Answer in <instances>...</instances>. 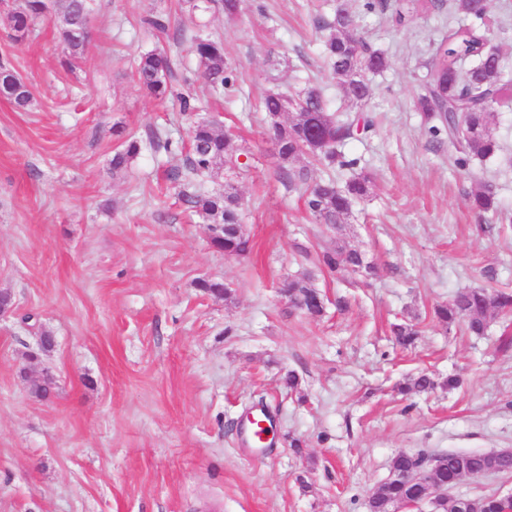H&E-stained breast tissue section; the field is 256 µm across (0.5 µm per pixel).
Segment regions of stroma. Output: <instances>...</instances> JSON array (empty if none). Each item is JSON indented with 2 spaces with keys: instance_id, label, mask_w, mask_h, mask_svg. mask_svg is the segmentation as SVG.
Returning a JSON list of instances; mask_svg holds the SVG:
<instances>
[{
  "instance_id": "1",
  "label": "stroma",
  "mask_w": 512,
  "mask_h": 512,
  "mask_svg": "<svg viewBox=\"0 0 512 512\" xmlns=\"http://www.w3.org/2000/svg\"><path fill=\"white\" fill-rule=\"evenodd\" d=\"M347 2L389 66L358 108L373 128L340 146L374 188L338 231L313 223L281 181L258 110L268 92L311 79L335 96L317 30L331 11L323 0H241L231 21L180 0H93L91 48L73 71L56 15L19 43L0 9V62L36 99L20 112L0 97V290L16 304L0 316V512H366L399 452L512 449V315L475 336L432 314L463 288L512 290V106L492 116L497 155L459 170L414 106L452 0L442 15L411 10L402 27ZM158 11L221 40L240 76L205 114L236 134L251 166L236 183L248 257L211 247L209 225L166 179L182 157L153 145L188 140L194 123L134 80L136 58L157 45L143 20ZM478 28L512 63V0H487ZM116 125L141 144L118 176ZM484 186L499 210L487 225L469 207ZM338 242L371 274L320 270L317 253ZM306 273L328 299L319 319L278 292ZM201 279L228 284L231 299L201 291ZM30 313L55 339L34 361ZM403 321L420 331L408 350L390 336ZM290 370L296 394L282 387ZM46 371L57 386L39 399L30 381ZM420 371L460 384L395 391ZM261 407L273 441L258 450L240 435Z\"/></svg>"
}]
</instances>
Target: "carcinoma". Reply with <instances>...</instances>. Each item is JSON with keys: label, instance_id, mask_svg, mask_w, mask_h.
<instances>
[{"label": "carcinoma", "instance_id": "obj_1", "mask_svg": "<svg viewBox=\"0 0 512 512\" xmlns=\"http://www.w3.org/2000/svg\"><path fill=\"white\" fill-rule=\"evenodd\" d=\"M61 15L58 33L67 54V65L74 70L80 66L90 46V37L83 34L92 11L91 0H55ZM464 14L481 19L486 14V0H460ZM48 9L47 0H19L13 9V29L32 31ZM148 28L163 35L175 44L190 42L195 54L200 77L208 88L221 94L233 88L238 75L224 56V44L200 33L186 35L182 28L170 27L163 14H156L144 21ZM322 36V54L333 77L346 109L355 108L367 98L372 88L368 74L383 72L388 67L385 54L369 45L361 37L356 16L349 10L334 9L319 24ZM486 36L475 27L456 24L448 33L433 43L429 70L438 71L437 80H424L415 96L416 111L428 133L435 139L446 138L455 147L456 164L464 169L470 159L481 160L494 156L499 143L491 127V116L496 106L512 98V70L507 69L502 58H488ZM137 84L147 95L156 100L174 98L184 113L198 110L196 99L178 91L174 62L159 48L148 50L138 57L135 64ZM0 97L9 100L16 109L26 111L34 102L32 92L21 76L11 67L0 64ZM324 89L311 83L292 99L286 93L266 95L262 109L267 121L275 117L283 120L274 128L279 143L277 153L280 176L288 188L298 192L305 207L319 224H327L341 231V224L351 212L352 205L368 198L372 180L366 174L340 185L329 175L338 168L357 166L358 160L348 159L337 146L352 137L358 124L368 129L373 122L355 117L342 119L330 107ZM113 135L122 140L111 159L112 174L126 171L140 153L139 140L122 128L113 129ZM319 139L326 143V150H314L307 141ZM242 153L234 138L224 132L220 120L214 118L193 126L190 144L183 164L168 171V178L181 187V198L187 209L205 217L210 224H221L223 229L212 237V246L226 255H245L250 251V239L242 226L240 197L237 189L228 184L224 193H209L201 188L200 181L210 175L217 165L237 178L249 172V165L241 162ZM328 172L315 180L311 176L314 166ZM472 208L480 216L497 212L494 192L486 187L472 193ZM319 264L330 273L361 272L370 269L361 252L338 243L318 256ZM279 293L288 303L301 300L305 313L318 317L323 314V295L310 275L289 277L279 285ZM492 312L512 313V293L494 287L463 288L447 303L434 309V315L448 325L460 323L470 334L481 336L488 327ZM399 346L411 347L417 331L399 324L393 329ZM54 379L46 374L32 380L30 390L38 397L48 396ZM436 387V381L425 372L408 380L401 390L407 393L427 392ZM446 466L464 476L479 477L491 473H512V458L505 459L496 452L448 451L441 453ZM431 454L402 452L395 456L390 469L403 474L419 469ZM420 485L406 478L389 477L365 503L367 512H392L395 503L413 498ZM502 500L493 495L480 498H457L451 505L438 512H503Z\"/></svg>", "mask_w": 512, "mask_h": 512}]
</instances>
